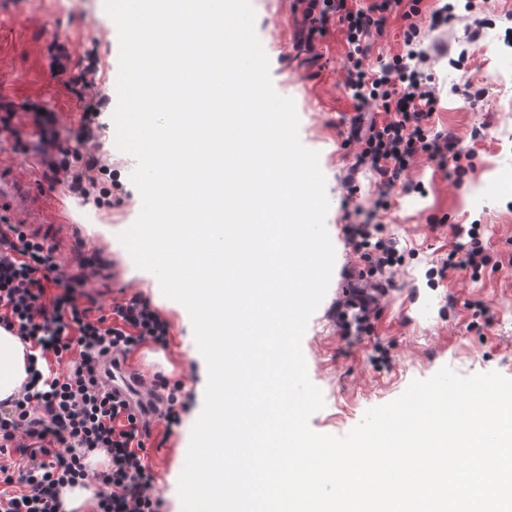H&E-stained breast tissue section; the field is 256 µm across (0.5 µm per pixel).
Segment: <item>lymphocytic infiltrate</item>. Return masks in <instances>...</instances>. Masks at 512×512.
<instances>
[{
	"label": "lymphocytic infiltrate",
	"mask_w": 512,
	"mask_h": 512,
	"mask_svg": "<svg viewBox=\"0 0 512 512\" xmlns=\"http://www.w3.org/2000/svg\"><path fill=\"white\" fill-rule=\"evenodd\" d=\"M420 0H373L350 9L347 0H293L302 14L298 46L316 52L318 36L329 21L340 25L346 41V86L358 113L348 141L358 143L355 167L377 175L374 210L386 211L404 174L420 159L463 173L465 152L448 135L432 132L429 123L438 102L431 75L423 70L431 55L446 46L424 49L423 27L439 29L454 17V6L435 10L428 24L418 23ZM401 16L404 51L384 65L369 58L371 36L383 35L390 16ZM96 110L82 116L74 142L55 139L42 144L43 163L64 173L69 192L103 202L111 191L104 178L107 165L84 149L93 137ZM457 243L433 273H479L488 256L477 226H454ZM345 241L367 263L371 288L356 289L358 314L345 303L333 307L342 335L360 337L377 312L378 297L401 254L380 224H349ZM83 279L67 280L53 245L27 233L0 215V327L28 342L40 367L17 397L0 402V512H64V487L88 482L101 487L93 512H160L153 476L145 458L151 435L146 409H137L109 390L103 367L110 357L127 355L146 342L163 346L169 326L140 295L114 303L103 312L83 291ZM65 362L54 370V362ZM104 452L107 467L91 469L87 457ZM22 461L10 462L11 453Z\"/></svg>",
	"instance_id": "obj_1"
}]
</instances>
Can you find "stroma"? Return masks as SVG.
<instances>
[{"label":"stroma","instance_id":"obj_1","mask_svg":"<svg viewBox=\"0 0 512 512\" xmlns=\"http://www.w3.org/2000/svg\"><path fill=\"white\" fill-rule=\"evenodd\" d=\"M466 1L456 0L454 19L433 33L451 56L468 50L464 67L440 58L431 71L439 98L433 124L472 152V167L459 178L419 160L404 176L406 190L397 191L390 210L377 214L404 260L371 333L352 341L328 317L346 284L340 266L361 264L338 231L355 221V208H369L377 182L360 170V191L347 202L343 181L353 151L343 147L342 134L355 107L344 86V35L329 25L317 41L318 59L308 60L293 48L301 17L291 12L290 0H252L272 85L295 103L300 140L319 154L330 203L326 224L337 269L301 342L309 378L324 397L323 409L310 419L315 432L346 435L369 408L392 402L412 380L445 366L464 376L495 371L512 378V142L501 135L512 126V89L501 82L502 74L512 73V0H474L471 11L465 10ZM478 18L487 19L496 36L466 44L465 28ZM56 42L66 47L62 76L51 66ZM118 73V32L104 0H0V109L14 112L9 129L0 130V164L31 182L29 204L44 216L36 234L55 246L64 277L84 278L85 291L106 310L113 301L141 295L168 322L167 345L145 343L126 364L143 382L160 374L182 386L180 420L170 427L161 420L152 423L147 459L162 512H182L178 478L203 409L207 367L187 310L162 294L152 273L135 266L119 239L136 220L141 197L130 179L135 160L118 149L113 134ZM83 74L90 86L80 95L72 80ZM466 81L485 91L477 106H468L456 91ZM88 103L101 114L88 148L116 169L124 190L115 206L98 207L67 193L46 173L36 151L42 137H74ZM473 223L482 227L489 263L475 276L454 271L428 281L427 269L455 246L452 225ZM343 403L355 406L346 419L336 415Z\"/></svg>","mask_w":512,"mask_h":512}]
</instances>
